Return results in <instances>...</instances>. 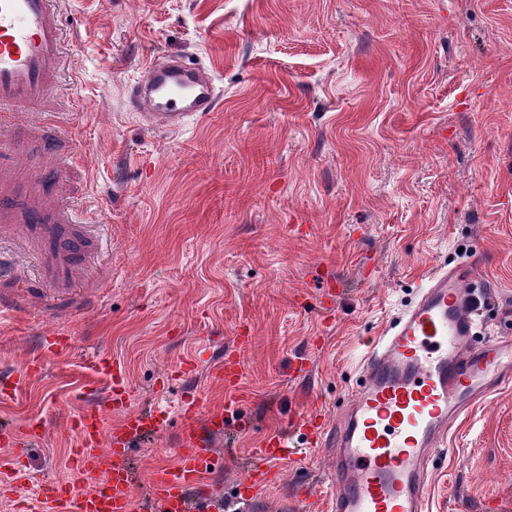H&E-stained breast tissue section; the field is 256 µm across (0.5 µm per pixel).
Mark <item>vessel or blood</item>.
<instances>
[{
	"mask_svg": "<svg viewBox=\"0 0 512 512\" xmlns=\"http://www.w3.org/2000/svg\"><path fill=\"white\" fill-rule=\"evenodd\" d=\"M58 0H0V237L15 234L36 268V284L66 291L75 268L101 249L92 225L79 222L63 199H51L57 161L78 148L56 110L66 67L65 27ZM218 99L211 74L180 56L153 60L127 89V107L148 126L183 129L213 112ZM489 299L477 259L433 268L417 298L371 342L359 380L335 423L301 417L288 433H275L254 449L244 488L226 499L203 483L218 459L214 438L224 431L236 402L201 416L195 403L179 410L181 447L174 464L157 467L149 491L135 497L129 450L141 437L159 435L162 411L124 413L110 439L89 408L75 421L80 444L67 477L32 480L16 468L0 475V492L34 483L24 512H249L276 476L283 458L303 459L292 433L309 431L331 448L326 512H430L431 463L461 417L502 387L512 385V341L482 338V309ZM240 361H221L211 379L232 387ZM101 482L84 490L92 473Z\"/></svg>",
	"mask_w": 512,
	"mask_h": 512,
	"instance_id": "b4317fda",
	"label": "vessel or blood"
}]
</instances>
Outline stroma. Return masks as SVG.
Here are the masks:
<instances>
[{
    "mask_svg": "<svg viewBox=\"0 0 512 512\" xmlns=\"http://www.w3.org/2000/svg\"><path fill=\"white\" fill-rule=\"evenodd\" d=\"M76 83L57 107L81 147L79 211L105 257L71 295L33 297L27 261L0 279V374L43 367L0 424L41 423L0 467L63 478L74 419L119 416L94 356L120 365L131 408L239 403L206 475L230 497L253 448L312 410L346 406L365 342L428 272L479 256L490 335L512 336V0H61ZM215 78L214 112L148 128L126 88L155 58ZM64 332L69 351L39 342ZM251 336L249 346L237 334ZM240 360L227 388L209 377ZM198 368L185 375L186 361ZM95 395L83 396L86 384ZM179 416L133 446L136 490L174 464ZM329 451L286 461L252 512H322ZM432 512H512V389L478 403L433 459ZM242 374V365L240 361H226L224 359L219 361L210 372V378L218 381L225 382L226 386L232 387L237 384Z\"/></svg>",
    "mask_w": 512,
    "mask_h": 512,
    "instance_id": "1",
    "label": "stroma"
}]
</instances>
